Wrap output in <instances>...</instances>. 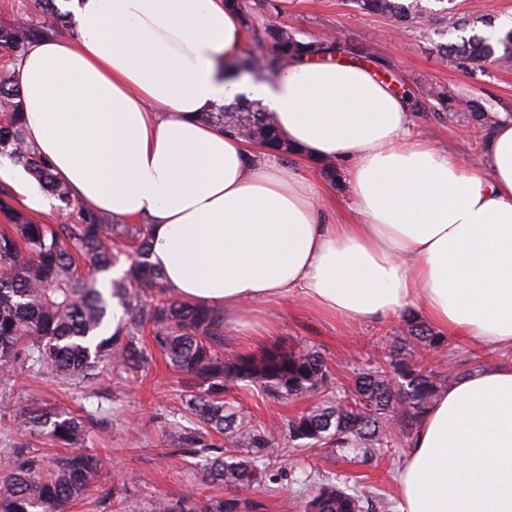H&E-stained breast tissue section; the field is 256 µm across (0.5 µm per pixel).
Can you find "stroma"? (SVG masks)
Listing matches in <instances>:
<instances>
[{
    "instance_id": "35a3bbf8",
    "label": "stroma",
    "mask_w": 512,
    "mask_h": 512,
    "mask_svg": "<svg viewBox=\"0 0 512 512\" xmlns=\"http://www.w3.org/2000/svg\"><path fill=\"white\" fill-rule=\"evenodd\" d=\"M274 10L264 11L260 19L298 33L307 40L325 41L330 35L363 48L367 65L377 60L391 64L384 74L397 90L412 91L409 106L416 114L419 133L435 144L457 152L469 164H477L483 134L463 115L437 113L428 103L425 92L430 84L447 86L460 94L480 97L496 114L512 116V67L491 65L460 66L441 60L436 52L443 38L434 28H398L390 21L355 11L347 0H273ZM288 166L320 180L325 187L323 204L329 221L348 218L347 188L344 179H331L321 166L309 165L302 157L293 156ZM254 317L272 329L268 336H245L225 329L224 338L231 350L256 354L273 345L289 347L299 342L314 345L329 361L342 383H349L355 368L374 354L380 334L397 327V320L365 321L353 326L330 317L295 299L258 308ZM23 395L50 407H65L77 412H92L103 407L111 410V423L106 430L92 429L89 447L101 450L112 460L111 478L126 479L130 474L144 476L141 484L128 485L126 497L140 507H148L152 499H178L189 488H196L200 502L224 497V486L204 482L200 469L190 460L167 462L162 458L164 442L161 428L176 419L185 403V387L178 373L162 358H155L139 378L129 379L113 372L110 381L98 395L68 389L44 377L28 378ZM254 421L272 424L281 418L303 411L310 399L277 401L260 391H241L236 395ZM303 468L315 476L333 477L354 472L353 464L330 459L321 449L288 451L279 457L276 470L288 473Z\"/></svg>"
}]
</instances>
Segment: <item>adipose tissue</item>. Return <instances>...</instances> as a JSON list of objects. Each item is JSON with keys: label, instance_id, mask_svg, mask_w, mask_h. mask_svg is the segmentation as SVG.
<instances>
[{"label": "adipose tissue", "instance_id": "ef3b65f1", "mask_svg": "<svg viewBox=\"0 0 512 512\" xmlns=\"http://www.w3.org/2000/svg\"><path fill=\"white\" fill-rule=\"evenodd\" d=\"M73 39L30 44L16 74L26 135L82 204L152 228L151 260L184 300L264 335L244 306L300 298L352 321L413 309L495 354L419 419L400 512H512V118L478 166L415 131L392 84L333 54L256 80L225 0H68ZM259 103L309 163L345 168L350 220L321 184L202 124Z\"/></svg>", "mask_w": 512, "mask_h": 512}]
</instances>
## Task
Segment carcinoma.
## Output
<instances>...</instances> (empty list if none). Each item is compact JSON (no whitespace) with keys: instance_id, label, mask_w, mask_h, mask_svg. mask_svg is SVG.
Instances as JSON below:
<instances>
[{"instance_id":"cac0c4a2","label":"carcinoma","mask_w":512,"mask_h":512,"mask_svg":"<svg viewBox=\"0 0 512 512\" xmlns=\"http://www.w3.org/2000/svg\"><path fill=\"white\" fill-rule=\"evenodd\" d=\"M48 21L0 27V46L20 58L34 41L58 35L71 17L54 0H43ZM245 27L255 32L257 48L239 57L242 68L274 71L290 59L310 53L355 51L341 41H308L274 25L258 24L246 0H230ZM366 14L382 16L397 26L437 22L456 40L437 45L444 58L472 64L512 66V28L494 37L477 29L492 27L484 16L465 15L424 0H350ZM427 97L444 112H462L489 132L497 117L477 98L434 87ZM198 120L246 137L284 159L300 150L283 139L273 117L251 106H220L198 114ZM0 158L22 166L54 198L66 221L44 223L15 205L11 189L0 184V399L9 400L23 375L56 378L79 387L103 377L109 366L136 374L157 350L166 363L185 376L187 424L173 423L164 437L173 453L200 459L205 479L231 490L223 499L197 507L195 495L177 506L165 498L150 503L149 512H254L263 504L235 494L241 486L267 488L272 467L286 448H324L336 461L371 469L399 444L397 427L410 428L454 374L448 337L435 332L413 310L402 314L401 327L383 336L384 353L358 372L349 389L325 358L312 347H267L260 354L224 349V309L180 299L163 272L150 261L151 227L115 223L106 212L78 203L54 173L50 160L28 141L23 100L13 74L0 76ZM128 266L119 279L110 276L119 255ZM124 318L112 328V299ZM152 335L153 348L143 341ZM256 389L274 399L323 396L325 400L268 428L254 424L224 399L230 390ZM12 415L29 433L66 449L49 455L24 445L8 451L0 468V512H64L89 490L114 499L117 512H139L125 504L119 485H103L110 474L107 458L85 450L88 433L104 428L109 411L99 408L79 416L64 408H47L33 400L15 401ZM294 496L304 512H385L388 503L360 476L292 478Z\"/></svg>"}]
</instances>
